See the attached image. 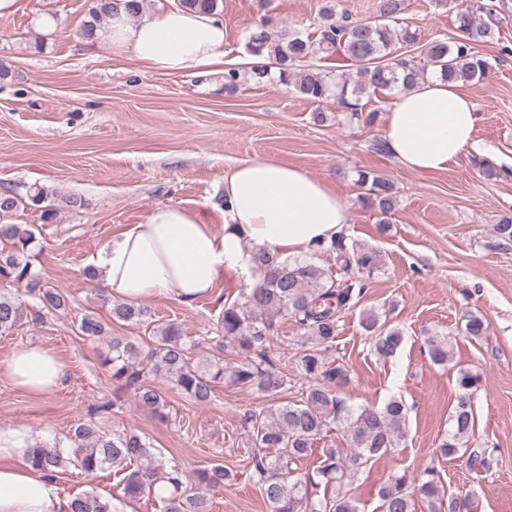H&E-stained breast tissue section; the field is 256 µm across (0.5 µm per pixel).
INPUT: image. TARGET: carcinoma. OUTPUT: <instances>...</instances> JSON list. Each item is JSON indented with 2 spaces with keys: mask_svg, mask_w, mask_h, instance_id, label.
<instances>
[{
  "mask_svg": "<svg viewBox=\"0 0 512 512\" xmlns=\"http://www.w3.org/2000/svg\"><path fill=\"white\" fill-rule=\"evenodd\" d=\"M341 3L342 0H328L321 8V22L313 40L287 30L274 38L268 31V19H259L250 32L248 51L264 63L254 66L253 75L261 80L269 74L266 64H276L280 81L293 86L298 97L313 102L334 97L336 111L344 113L347 119L371 123L377 111L363 115L361 101L379 90H410L436 75L448 81H480L492 70L490 62L475 51V44L491 36V29L473 15L463 13L458 18L463 37L435 39L425 44L420 47L422 61L418 62L412 50L415 34L357 20ZM112 9L113 0H96L84 35L91 36ZM401 42L408 50L399 54L397 44ZM339 48L357 65L356 78L319 68L296 71L299 64L316 57L323 59ZM361 184L369 186L365 201L378 210L380 223H388L394 207L390 179L364 174ZM47 198L48 192L42 186L31 188L25 199L0 193V240L10 242L9 249H0V282L23 284L37 299V305L30 309L11 296L0 294V334L13 330L26 318L41 322L44 312L60 313L68 307L67 298L44 285L32 269L28 254L35 241L32 226L4 222L26 202L42 206ZM331 248L336 250V263L344 272L354 268L371 275L380 265L376 249L359 243L348 246L342 235L334 239ZM253 261L262 277L260 286L245 289L240 301L224 302L218 321L221 336L216 342L217 350L195 363L191 362L190 348L177 324L153 323L152 314L145 307L125 302L112 304L113 317L151 328L146 339L112 337V356L106 358V363L112 365V381L132 391L140 406L155 413L164 406V397L150 381L152 377L171 381L202 403L210 401L215 387L224 381L279 399L289 390V380L271 362L267 345L278 319H292L308 343L300 356L306 384L297 402L279 401L243 412L241 426L254 446L277 452L273 458L254 455L250 478L261 489L269 512H360L356 499L342 491L343 483L406 438L409 413L404 401L397 397L379 408H352L341 395L349 380V369L328 353L336 343L341 315L357 304L365 283L355 276L337 277L332 270L305 259L282 260L259 251L254 253ZM359 326L380 359L393 356L401 346L403 336L399 328L387 325L372 310L360 314ZM78 330L87 338L105 335L102 321L92 313L82 316ZM427 354L435 364H448V336L427 337ZM480 383L479 375L459 372L451 429L439 444L442 456L453 458L464 446L473 427L471 397ZM335 423L343 427L349 447L323 449V459L313 472L301 479L294 477L295 466L311 455L315 444ZM74 444L76 448L67 457L57 449L39 444L30 452L28 462L53 477L69 466L86 475L106 467L123 471L124 497L128 499L147 492L158 503L160 512H208L203 495L183 489V474L177 467L165 469L163 463L156 462L144 436L127 431L108 434L90 420L74 429ZM423 476L426 480L421 482L418 493L425 499L429 512H441L440 505L445 500L448 512H476L469 495L462 502L445 498L444 486L434 469H425ZM231 477V471L221 463L196 473L197 483L212 490L224 487ZM411 484L407 474H392L379 490L380 512H415ZM322 490L332 491L333 496L320 495ZM70 512L118 510L112 499L91 491L74 496Z\"/></svg>",
  "mask_w": 512,
  "mask_h": 512,
  "instance_id": "carcinoma-1",
  "label": "carcinoma"
}]
</instances>
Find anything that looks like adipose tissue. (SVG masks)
I'll list each match as a JSON object with an SVG mask.
<instances>
[{"instance_id": "ef3b65f1", "label": "adipose tissue", "mask_w": 512, "mask_h": 512, "mask_svg": "<svg viewBox=\"0 0 512 512\" xmlns=\"http://www.w3.org/2000/svg\"><path fill=\"white\" fill-rule=\"evenodd\" d=\"M95 35L162 73L203 72L224 58V24L217 15L181 7L131 17L117 4ZM478 116L459 83L430 80L399 93L385 116L388 153L418 173L447 170L475 148ZM224 228L204 212L175 204L152 208L89 259L108 296L136 304L149 298L191 303L209 295L224 274L259 285L251 249L300 256L333 239L348 221L347 205L326 181L269 159H253L224 173ZM0 375L15 387L45 396L63 385V363L44 345H21L0 360ZM33 433L0 425V512H69L53 477L27 462Z\"/></svg>"}]
</instances>
